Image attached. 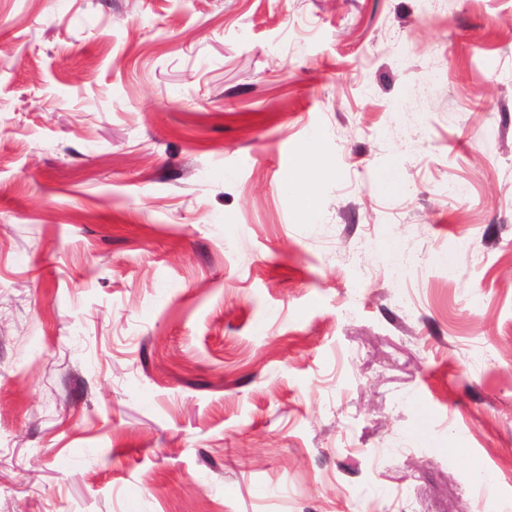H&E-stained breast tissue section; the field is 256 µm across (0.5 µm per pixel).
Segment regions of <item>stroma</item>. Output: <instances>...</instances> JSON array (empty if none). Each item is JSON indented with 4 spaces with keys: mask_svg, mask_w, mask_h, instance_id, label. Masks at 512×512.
<instances>
[{
    "mask_svg": "<svg viewBox=\"0 0 512 512\" xmlns=\"http://www.w3.org/2000/svg\"><path fill=\"white\" fill-rule=\"evenodd\" d=\"M0 512H512V0H0Z\"/></svg>",
    "mask_w": 512,
    "mask_h": 512,
    "instance_id": "35a3bbf8",
    "label": "stroma"
}]
</instances>
